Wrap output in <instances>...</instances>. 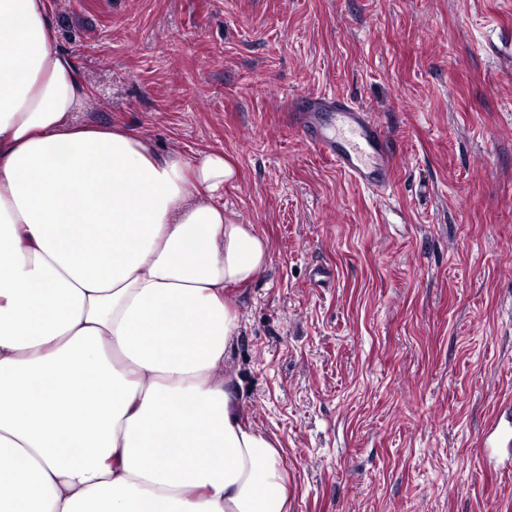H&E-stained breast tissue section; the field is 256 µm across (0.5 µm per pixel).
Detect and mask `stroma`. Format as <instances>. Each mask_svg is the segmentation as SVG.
Segmentation results:
<instances>
[{
	"label": "stroma",
	"mask_w": 512,
	"mask_h": 512,
	"mask_svg": "<svg viewBox=\"0 0 512 512\" xmlns=\"http://www.w3.org/2000/svg\"><path fill=\"white\" fill-rule=\"evenodd\" d=\"M48 3L88 121L238 170L224 213L270 262L229 370L292 512H512L482 445L512 398V0ZM320 92L383 127L390 195L302 136Z\"/></svg>",
	"instance_id": "obj_1"
}]
</instances>
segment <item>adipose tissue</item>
<instances>
[{
    "label": "adipose tissue",
    "instance_id": "adipose-tissue-1",
    "mask_svg": "<svg viewBox=\"0 0 512 512\" xmlns=\"http://www.w3.org/2000/svg\"><path fill=\"white\" fill-rule=\"evenodd\" d=\"M87 101L47 0H0V512H290L224 368L270 260L235 171Z\"/></svg>",
    "mask_w": 512,
    "mask_h": 512
}]
</instances>
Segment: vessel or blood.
Wrapping results in <instances>:
<instances>
[{"instance_id": "vessel-or-blood-1", "label": "vessel or blood", "mask_w": 512, "mask_h": 512, "mask_svg": "<svg viewBox=\"0 0 512 512\" xmlns=\"http://www.w3.org/2000/svg\"><path fill=\"white\" fill-rule=\"evenodd\" d=\"M297 123L306 141L355 184L375 195L392 188L391 159L384 149L383 129L362 105L334 94L302 97ZM506 420H493L483 432L490 448L512 447V405Z\"/></svg>"}]
</instances>
